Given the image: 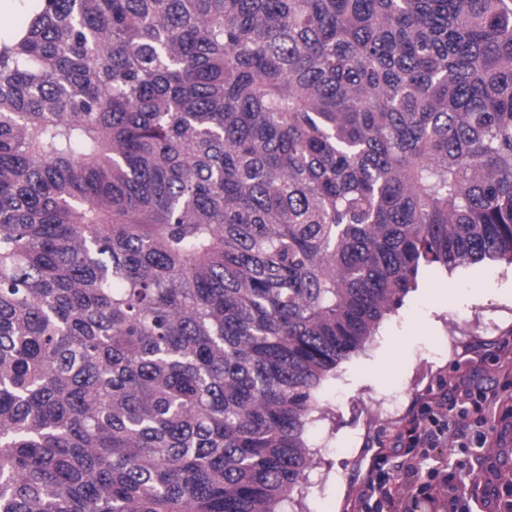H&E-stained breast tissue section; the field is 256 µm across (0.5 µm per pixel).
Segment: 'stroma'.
Returning <instances> with one entry per match:
<instances>
[{
	"instance_id": "obj_1",
	"label": "stroma",
	"mask_w": 512,
	"mask_h": 512,
	"mask_svg": "<svg viewBox=\"0 0 512 512\" xmlns=\"http://www.w3.org/2000/svg\"><path fill=\"white\" fill-rule=\"evenodd\" d=\"M512 265L504 260L420 271L417 286L387 315L365 348L343 360L324 382V409L307 426L314 459L288 512H351V500L373 455L408 474L413 465L401 435L426 401L448 405V440L431 449L440 476L484 468L512 474V432L493 413L465 404L474 385L512 410ZM488 435L478 447L480 435Z\"/></svg>"
}]
</instances>
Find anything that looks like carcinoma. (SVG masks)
Instances as JSON below:
<instances>
[{"label": "carcinoma", "instance_id": "obj_1", "mask_svg": "<svg viewBox=\"0 0 512 512\" xmlns=\"http://www.w3.org/2000/svg\"><path fill=\"white\" fill-rule=\"evenodd\" d=\"M512 264V0H39L0 28V512H284L424 267Z\"/></svg>", "mask_w": 512, "mask_h": 512}]
</instances>
